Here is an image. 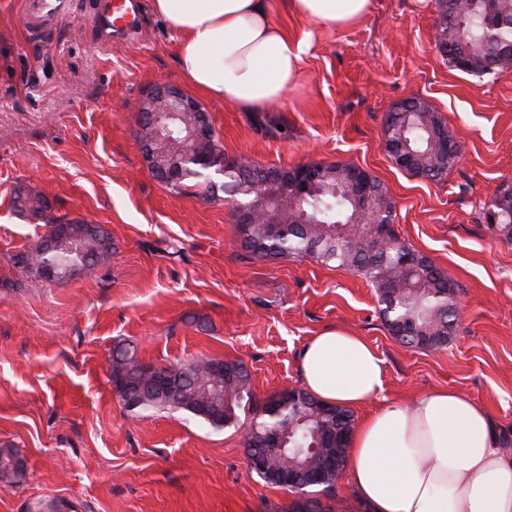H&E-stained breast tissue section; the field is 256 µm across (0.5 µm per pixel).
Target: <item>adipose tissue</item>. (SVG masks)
Masks as SVG:
<instances>
[{"label":"adipose tissue","mask_w":512,"mask_h":512,"mask_svg":"<svg viewBox=\"0 0 512 512\" xmlns=\"http://www.w3.org/2000/svg\"><path fill=\"white\" fill-rule=\"evenodd\" d=\"M178 38L191 86L241 112H262L300 79L308 49L271 17L270 0H151ZM371 0H288L326 27L365 16ZM298 374L318 399L359 408L384 389V361L362 336L329 329L301 350ZM345 470L352 495L340 512H512V450L487 410L448 388L391 403L354 430Z\"/></svg>","instance_id":"1"}]
</instances>
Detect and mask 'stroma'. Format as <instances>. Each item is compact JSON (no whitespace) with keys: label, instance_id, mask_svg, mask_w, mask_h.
<instances>
[{"label":"stroma","instance_id":"stroma-1","mask_svg":"<svg viewBox=\"0 0 512 512\" xmlns=\"http://www.w3.org/2000/svg\"><path fill=\"white\" fill-rule=\"evenodd\" d=\"M24 2L0 0V444L18 450L26 479L0 485V512H291L295 494L249 470L243 435L270 396L299 387L298 355L329 327L363 336L384 361V391L355 419L448 387L487 408L512 448V243L481 216L512 184V70L450 67L434 48L436 0H372L336 28L273 0L274 21L310 44L298 84L257 118L194 94L225 157L350 164L381 181L397 234L458 291L459 326L431 351L389 333L359 275L254 255L223 198L201 185L173 193L152 175L134 104L159 84L190 90L178 41L152 12L134 37L106 38L101 0H69L36 30ZM411 97L461 145L444 179L402 170L385 150V117ZM19 183L53 215L106 228L108 259L62 284L13 268L48 231L12 210ZM119 344L155 365L241 362L252 399L238 425L126 411L108 364Z\"/></svg>","mask_w":512,"mask_h":512}]
</instances>
